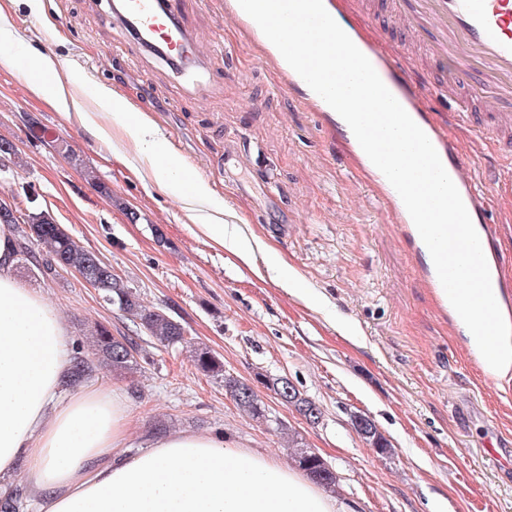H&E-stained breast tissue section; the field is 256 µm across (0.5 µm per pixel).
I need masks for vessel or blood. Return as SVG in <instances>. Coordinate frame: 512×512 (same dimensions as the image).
Returning <instances> with one entry per match:
<instances>
[{
    "label": "vessel or blood",
    "instance_id": "b4317fda",
    "mask_svg": "<svg viewBox=\"0 0 512 512\" xmlns=\"http://www.w3.org/2000/svg\"><path fill=\"white\" fill-rule=\"evenodd\" d=\"M270 25L288 40L295 20L292 0H267ZM389 18L402 20L412 44L435 60L464 64L452 82L454 119L474 137L498 145L503 167H512V0H386ZM112 19L130 40L182 72L200 62L197 39L179 21L178 0H114ZM334 18L318 15L303 23L305 38L327 37ZM435 148H422L417 176L442 174L459 187L451 221L403 224L404 233L432 256L425 280L444 301L450 316H463L481 335L494 336L505 316L500 260L490 245L493 226L482 194L464 172V156L445 134L433 132Z\"/></svg>",
    "mask_w": 512,
    "mask_h": 512
}]
</instances>
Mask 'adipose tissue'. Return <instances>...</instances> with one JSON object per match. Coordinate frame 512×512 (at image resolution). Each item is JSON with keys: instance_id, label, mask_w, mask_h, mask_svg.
<instances>
[{"instance_id": "adipose-tissue-1", "label": "adipose tissue", "mask_w": 512, "mask_h": 512, "mask_svg": "<svg viewBox=\"0 0 512 512\" xmlns=\"http://www.w3.org/2000/svg\"><path fill=\"white\" fill-rule=\"evenodd\" d=\"M256 0H233L236 15L262 33L267 50L299 88L344 132L363 164L373 153L357 135L366 106L394 110L398 101L357 92L360 77L326 73L309 82L301 68L324 54L358 60L362 45L335 39L317 46L295 32L292 48L268 35ZM112 126L150 162L157 139L147 119L113 100ZM396 151L384 168L386 180L405 177L413 161V138L403 124L383 129ZM68 326L39 292L25 287L16 269V244L0 225V492L20 465L29 468L30 489L46 512H339L335 498L275 457L225 441L223 435L171 432L133 456L127 409L115 393L84 387L60 399L69 367Z\"/></svg>"}]
</instances>
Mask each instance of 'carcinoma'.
<instances>
[{
  "label": "carcinoma",
  "instance_id": "1",
  "mask_svg": "<svg viewBox=\"0 0 512 512\" xmlns=\"http://www.w3.org/2000/svg\"><path fill=\"white\" fill-rule=\"evenodd\" d=\"M24 246L18 251L22 260H28L34 251H44V259L39 272L44 277L56 276V268L68 266L84 271L87 276L100 281V296L107 305L118 307L130 316L139 331L159 344L167 347H179L189 344L183 325L160 310H150L139 301L130 287L112 271L97 254L84 249L72 236L57 224L46 211L34 213L19 230ZM89 347L93 358L82 352L74 353L70 367L62 378V387H74L90 378L99 367L110 369L114 373L132 374L138 369V342L134 336H114L105 325H97L91 330ZM195 367L201 373L216 377L224 382V390L239 408L253 419L269 422V413L265 404L258 398L254 386L224 371V361L206 347L193 349ZM263 384L278 396L281 402L294 407L311 423L315 424L322 415L320 407L305 398L299 390L284 377L265 380ZM357 434L378 452L384 454L390 448L387 440L376 426L353 424ZM294 461L306 474L324 488L336 485V473L331 466L316 452L308 448H297ZM23 501V491L15 488L5 498L0 499V512H18Z\"/></svg>",
  "mask_w": 512,
  "mask_h": 512
}]
</instances>
